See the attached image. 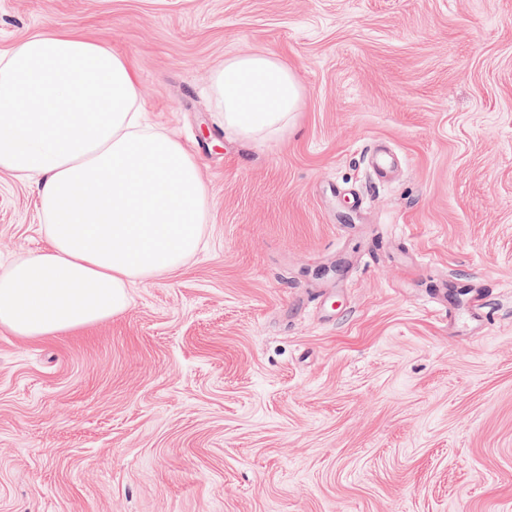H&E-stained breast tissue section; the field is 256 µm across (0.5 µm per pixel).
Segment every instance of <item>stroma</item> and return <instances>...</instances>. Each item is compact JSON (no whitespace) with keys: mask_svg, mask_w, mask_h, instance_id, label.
I'll return each instance as SVG.
<instances>
[{"mask_svg":"<svg viewBox=\"0 0 512 512\" xmlns=\"http://www.w3.org/2000/svg\"><path fill=\"white\" fill-rule=\"evenodd\" d=\"M36 32L127 60L209 220L120 314L0 329V512H512V0H0ZM268 53L300 110L232 135L211 74ZM47 244L0 173V273Z\"/></svg>","mask_w":512,"mask_h":512,"instance_id":"1","label":"stroma"}]
</instances>
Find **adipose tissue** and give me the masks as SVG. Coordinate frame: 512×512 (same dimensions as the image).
<instances>
[{
  "mask_svg": "<svg viewBox=\"0 0 512 512\" xmlns=\"http://www.w3.org/2000/svg\"><path fill=\"white\" fill-rule=\"evenodd\" d=\"M211 94L224 127L272 138L300 89L273 54L233 56ZM138 78L111 49L34 33L0 51V172L30 182L48 248L0 274V327L52 336L124 311L128 287L181 267L208 219L197 158L142 125Z\"/></svg>",
  "mask_w": 512,
  "mask_h": 512,
  "instance_id": "ef3b65f1",
  "label": "adipose tissue"
}]
</instances>
